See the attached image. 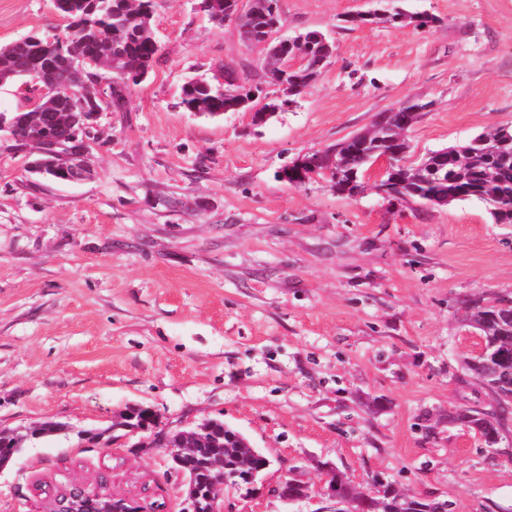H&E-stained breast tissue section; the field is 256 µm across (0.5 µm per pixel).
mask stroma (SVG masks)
<instances>
[{
    "label": "stroma",
    "instance_id": "1",
    "mask_svg": "<svg viewBox=\"0 0 512 512\" xmlns=\"http://www.w3.org/2000/svg\"><path fill=\"white\" fill-rule=\"evenodd\" d=\"M436 25L345 23L375 0H282L281 35L327 33L336 52L276 119H207L181 86L261 53L196 0H158L162 61L125 111L98 113L90 178L29 176L33 147L0 138V431L45 421L56 436L0 468V512H47L36 481L108 476L110 491L183 512L163 449L93 448L85 430L127 408L176 429L221 418L272 465L224 512H312L274 493L297 469L334 466L448 500L453 512H512V418L487 447L451 419L491 411L463 361L476 342L463 300L512 298V224L486 202H397L372 178L353 197L326 179L294 186L289 164L408 99L428 109L411 159L512 127V0H394ZM49 0H0V45L57 26Z\"/></svg>",
    "mask_w": 512,
    "mask_h": 512
}]
</instances>
